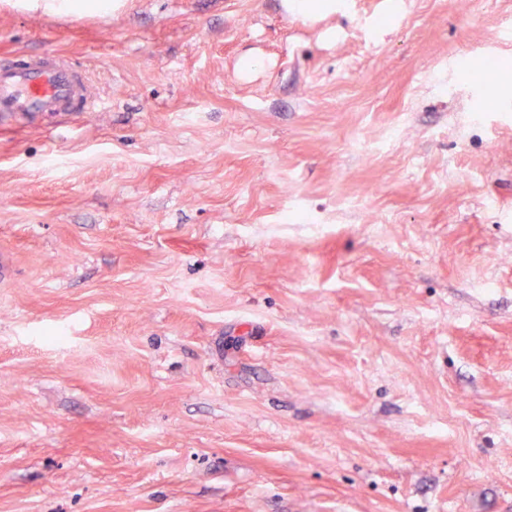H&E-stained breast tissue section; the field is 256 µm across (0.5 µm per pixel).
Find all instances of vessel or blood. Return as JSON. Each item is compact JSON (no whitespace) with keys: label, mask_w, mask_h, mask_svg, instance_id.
<instances>
[{"label":"vessel or blood","mask_w":512,"mask_h":512,"mask_svg":"<svg viewBox=\"0 0 512 512\" xmlns=\"http://www.w3.org/2000/svg\"><path fill=\"white\" fill-rule=\"evenodd\" d=\"M100 103L89 75L63 55L0 57V121L41 120L57 126L98 111Z\"/></svg>","instance_id":"vessel-or-blood-1"}]
</instances>
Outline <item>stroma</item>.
<instances>
[{"mask_svg": "<svg viewBox=\"0 0 512 512\" xmlns=\"http://www.w3.org/2000/svg\"><path fill=\"white\" fill-rule=\"evenodd\" d=\"M45 2L104 107L0 126V512H512V0Z\"/></svg>", "mask_w": 512, "mask_h": 512, "instance_id": "35a3bbf8", "label": "stroma"}]
</instances>
